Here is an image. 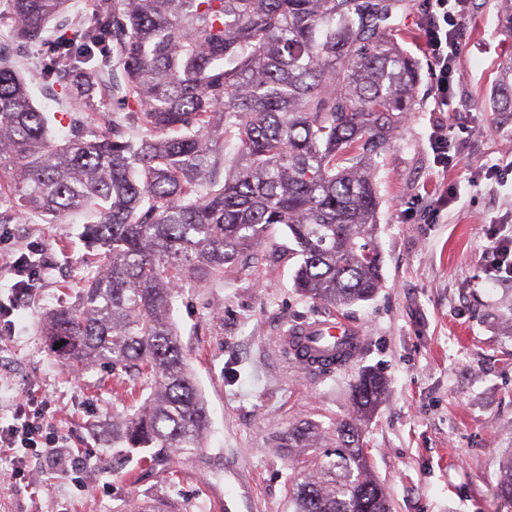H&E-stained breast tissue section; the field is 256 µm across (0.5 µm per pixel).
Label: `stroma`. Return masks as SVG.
Returning a JSON list of instances; mask_svg holds the SVG:
<instances>
[{
  "label": "stroma",
  "instance_id": "stroma-1",
  "mask_svg": "<svg viewBox=\"0 0 512 512\" xmlns=\"http://www.w3.org/2000/svg\"><path fill=\"white\" fill-rule=\"evenodd\" d=\"M423 9L424 0H411L403 21L404 46L423 67L419 106L376 160L384 286L339 313L365 336L357 359L322 374L284 353L286 331L330 312L297 293L288 230L274 225L246 261L225 267L223 282L186 288L174 304L210 420L196 454L164 469L113 465L112 410L123 391L111 365L66 370L39 329L42 315L71 304L84 284L85 219L0 224L1 303L17 281L14 260L31 248L44 260L37 288L0 317V416L31 401L85 462L74 470L29 459L21 478H0V512H127L149 499L171 500L178 512H290L292 471L333 453L337 424L355 417L350 393L364 371L387 383L360 428L393 512H512L497 492L499 462L512 453V281L487 270L490 229L512 225V172L504 170L512 121L490 101L512 37L500 30L502 0H472L443 106L430 95ZM48 53V44L31 46L16 64L34 105L62 119L69 101L39 75ZM436 126L450 135L444 167L430 143ZM444 191L452 202L436 207ZM303 421L321 429L320 447L281 448Z\"/></svg>",
  "mask_w": 512,
  "mask_h": 512
}]
</instances>
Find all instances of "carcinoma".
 <instances>
[{"label": "carcinoma", "mask_w": 512, "mask_h": 512, "mask_svg": "<svg viewBox=\"0 0 512 512\" xmlns=\"http://www.w3.org/2000/svg\"><path fill=\"white\" fill-rule=\"evenodd\" d=\"M5 2L0 223L93 212L84 236L99 260L74 304L47 313L42 335L62 367L110 363L126 395L147 391L112 413V447L165 467L203 448L208 429L172 320L186 287L224 278L274 224L294 243L301 296L336 309L382 287L374 159L418 103V63L397 41L409 0H101L90 23L57 24L41 77L73 104L72 128L94 95L128 115L101 112L103 128L58 140L12 57L42 43L69 0ZM491 105L512 116V65ZM386 390L362 374L351 389L356 414ZM318 440L303 422L283 447ZM295 482L292 512H392L354 419L336 426L335 458ZM498 489L512 500V453ZM135 512L175 507L143 500Z\"/></svg>", "instance_id": "carcinoma-1"}]
</instances>
